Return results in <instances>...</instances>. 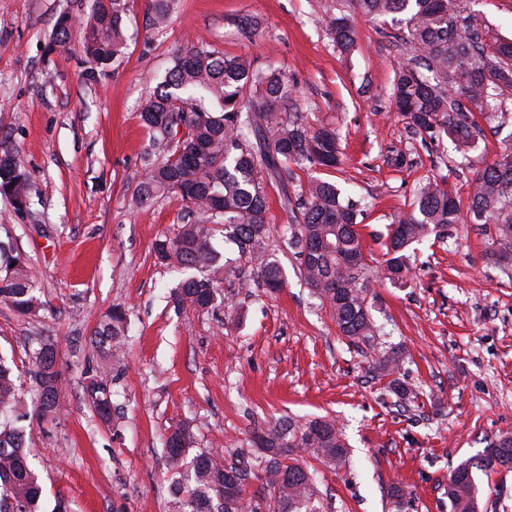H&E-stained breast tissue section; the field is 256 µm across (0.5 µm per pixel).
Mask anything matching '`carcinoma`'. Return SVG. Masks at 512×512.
<instances>
[{
    "instance_id": "obj_1",
    "label": "carcinoma",
    "mask_w": 512,
    "mask_h": 512,
    "mask_svg": "<svg viewBox=\"0 0 512 512\" xmlns=\"http://www.w3.org/2000/svg\"><path fill=\"white\" fill-rule=\"evenodd\" d=\"M328 36L347 56L355 43L352 14L398 28L413 50L395 68L391 84L397 115L414 132L433 141L448 138L463 156L474 147L476 123L471 108L487 119L512 96V39L486 38L483 17L468 12L462 0H331ZM121 0L112 8L94 3L87 19L75 24L62 14L55 24V42L63 46L74 28L80 30L84 54L96 65L117 58L125 48ZM293 85L288 76L263 71L243 56H226L186 46L173 59L166 78L140 105V117L153 137V158L139 183L146 203L174 194L189 213L200 218L172 236L155 242L157 259L180 265L188 276L174 290L182 306L206 310L217 300L210 273L236 272L243 258L260 260L257 275L271 291L283 288L278 260L266 255L267 194L261 174L288 193L292 167H332L340 154L336 130L310 126L300 112L288 111ZM29 175L17 153L0 156V195L15 208L28 204ZM361 206L336 184L314 179L305 190L302 223L288 227L299 273L327 305L342 336L353 345L372 343L376 329L369 316L368 294L380 280L395 288L408 285V250L432 235L444 238L462 220L460 206L437 182L417 191L413 208L396 215L384 243V259L367 261L358 231ZM479 226L485 256L504 274L512 272V148L487 166L476 180L467 210ZM235 245L238 257L220 254L216 233ZM0 303L26 315L40 310L27 263L13 248L0 244ZM127 319L112 310L95 332V348L104 356L124 346ZM403 352L390 349L373 360L375 376H391ZM55 344L43 339L33 351L28 371L34 411L23 407L19 376L0 358V512H36L42 488L32 469V455L22 423L54 421L60 411V374ZM99 415L110 391L95 383L88 389ZM194 434L187 424L169 431L165 447L172 472V512H320L313 474L297 456L336 467L347 461L348 449L336 421L326 417L304 423L293 419L253 429V444L262 452L255 479L259 490L244 499L248 471L226 465L212 453L188 457ZM512 466V437L490 443L485 453L460 463L448 478L451 512H480L479 487L473 471L494 472Z\"/></svg>"
}]
</instances>
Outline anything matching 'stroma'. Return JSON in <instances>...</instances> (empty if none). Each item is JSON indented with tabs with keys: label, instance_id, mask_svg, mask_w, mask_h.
<instances>
[{
	"label": "stroma",
	"instance_id": "35a3bbf8",
	"mask_svg": "<svg viewBox=\"0 0 512 512\" xmlns=\"http://www.w3.org/2000/svg\"><path fill=\"white\" fill-rule=\"evenodd\" d=\"M328 2L168 0L169 23L157 29L152 0H123L126 49L99 68L78 43L53 45L57 18L87 17L94 0H0V153L19 152L31 184L27 210L0 196V241L26 256L42 303L34 315L0 304V354L28 399L36 339L57 348L62 414L26 428L44 512L58 503L67 512H170L171 427L189 424L195 449L225 463H253L254 424L324 415L349 456L315 467L323 512H450L451 471L512 435V279L485 260L476 225L413 244L407 287L375 284L369 349L349 346L299 277L287 227L310 177L365 205L359 231L378 259L388 224L426 180L468 207L477 176L512 134L511 100L502 127L485 129L467 156L415 134L390 96L408 44L359 16L355 49L342 57L327 36ZM249 21L256 33H246ZM187 45L285 72L305 120L340 136L337 167L295 170L284 190L265 180L269 251L286 284L259 287L253 260L247 281L217 274L230 309L177 306L171 292L185 272L160 263L154 245L186 223L185 211L170 194L136 202L151 145L139 104ZM117 306L125 355L108 362L92 342ZM395 347L406 353L395 376L418 390L416 402H399L372 372L375 353ZM93 382L112 394L109 420L89 399ZM475 480L482 512H512V469Z\"/></svg>",
	"mask_w": 512,
	"mask_h": 512
}]
</instances>
